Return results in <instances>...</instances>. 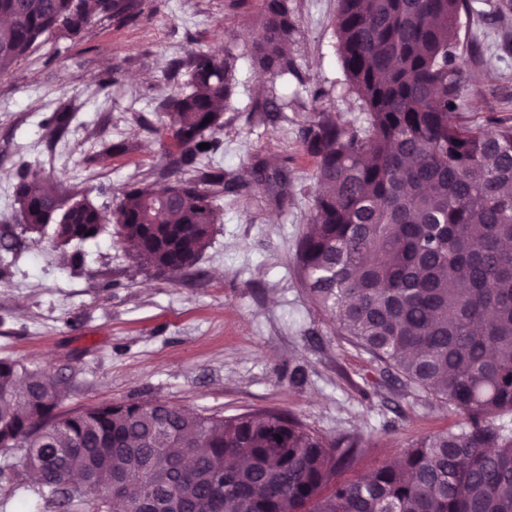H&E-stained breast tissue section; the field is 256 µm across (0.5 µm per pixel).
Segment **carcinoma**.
<instances>
[{"label": "carcinoma", "instance_id": "obj_1", "mask_svg": "<svg viewBox=\"0 0 512 512\" xmlns=\"http://www.w3.org/2000/svg\"><path fill=\"white\" fill-rule=\"evenodd\" d=\"M291 2L264 0L255 59L302 83L289 55ZM474 9L475 0H339L338 54L365 118L341 124L331 103L298 130L316 161L294 265L301 287L383 380L447 404L457 425L342 482L369 447L361 434L328 439L291 413L218 417L156 400L61 414L55 375L1 359L0 452L10 461L0 484L17 491L35 475L40 497L86 499L91 512H512V124L455 120L457 23ZM140 15L139 0H0V75L42 37L75 41L94 19L120 28ZM182 69L189 82L162 103L168 122L146 125L177 148L159 172L164 191L130 183L113 214L133 261L171 277L209 246L220 196L262 180L278 202L288 197L284 168L200 166L224 149L216 131L235 69L208 51L173 61L170 77ZM14 199L24 231L60 245L105 229L87 199L62 206L57 183L28 167ZM186 456L194 467L181 472ZM74 473L85 490L69 486Z\"/></svg>", "mask_w": 512, "mask_h": 512}]
</instances>
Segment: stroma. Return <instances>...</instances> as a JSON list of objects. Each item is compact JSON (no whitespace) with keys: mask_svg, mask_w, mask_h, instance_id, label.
I'll return each mask as SVG.
<instances>
[{"mask_svg":"<svg viewBox=\"0 0 512 512\" xmlns=\"http://www.w3.org/2000/svg\"><path fill=\"white\" fill-rule=\"evenodd\" d=\"M229 0H142L137 24L93 21L81 40L46 39L17 70L0 75V235L22 239L0 249V359L50 368L64 379L68 413L105 402L162 400L206 415L272 408L333 437L372 440L350 480L416 440L454 426L447 406L414 389L379 386L368 358L306 297L293 258L312 208L314 159L298 140L314 96L338 103L341 120H362L339 60L338 0H293L290 53L300 78L260 71L254 39L263 0L233 10ZM479 0L459 20L468 67L460 120L512 123V12ZM232 53L236 87L212 165L237 169L257 160L287 165L288 200L256 186L221 198L222 219L195 268L167 280L137 267L115 226L94 242L55 247L24 232L13 196L28 164L54 177L63 201L86 198L114 212L121 191L162 167V141L144 120L165 123L159 104L174 82L168 65L215 47ZM285 109L259 122L256 103ZM73 119L56 143L46 121L65 106Z\"/></svg>","mask_w":512,"mask_h":512,"instance_id":"35a3bbf8","label":"stroma"}]
</instances>
